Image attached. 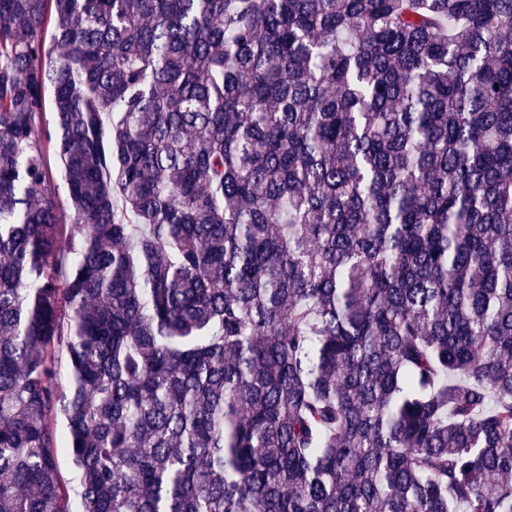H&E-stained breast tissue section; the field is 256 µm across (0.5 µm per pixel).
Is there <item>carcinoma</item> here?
Here are the masks:
<instances>
[{"label":"carcinoma","instance_id":"carcinoma-1","mask_svg":"<svg viewBox=\"0 0 512 512\" xmlns=\"http://www.w3.org/2000/svg\"><path fill=\"white\" fill-rule=\"evenodd\" d=\"M62 449L82 512H512V0H0V512ZM50 163L52 170V178L49 182V188L58 193L64 210V223L71 224L74 217V211L70 205L67 187L64 182V176L61 171L60 165L56 159V157L52 153V149L50 148Z\"/></svg>","mask_w":512,"mask_h":512}]
</instances>
